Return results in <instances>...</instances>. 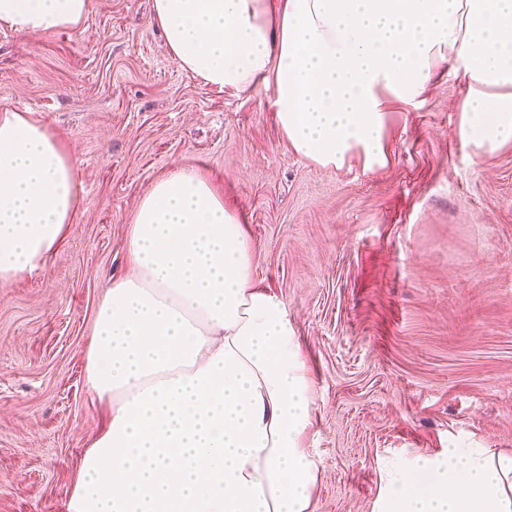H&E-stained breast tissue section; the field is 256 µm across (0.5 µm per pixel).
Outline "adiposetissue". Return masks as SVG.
Instances as JSON below:
<instances>
[{
  "instance_id": "ef3b65f1",
  "label": "adipose tissue",
  "mask_w": 512,
  "mask_h": 512,
  "mask_svg": "<svg viewBox=\"0 0 512 512\" xmlns=\"http://www.w3.org/2000/svg\"><path fill=\"white\" fill-rule=\"evenodd\" d=\"M91 0H0V25L78 30ZM168 53L204 83L273 84L274 121L322 168L389 162L395 104L447 62L476 154L512 143V0H153ZM82 203L57 136L0 113V282L42 272ZM85 353L107 421L62 512H313L310 379L285 302L261 286L244 224L182 169L138 204ZM377 512H512V453L450 443L384 464Z\"/></svg>"
}]
</instances>
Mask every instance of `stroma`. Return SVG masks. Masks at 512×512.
I'll use <instances>...</instances> for the list:
<instances>
[{
	"mask_svg": "<svg viewBox=\"0 0 512 512\" xmlns=\"http://www.w3.org/2000/svg\"><path fill=\"white\" fill-rule=\"evenodd\" d=\"M151 4L92 0L75 32L0 27V112L59 135L83 197L47 269L0 282V512H60L105 420L85 380L97 305L130 271L140 200L181 168L240 215L257 282L295 320L315 512H373L384 458L512 450V143L474 154L440 64L393 113L386 167H318L281 141L273 85L182 69Z\"/></svg>",
	"mask_w": 512,
	"mask_h": 512,
	"instance_id": "1",
	"label": "stroma"
}]
</instances>
